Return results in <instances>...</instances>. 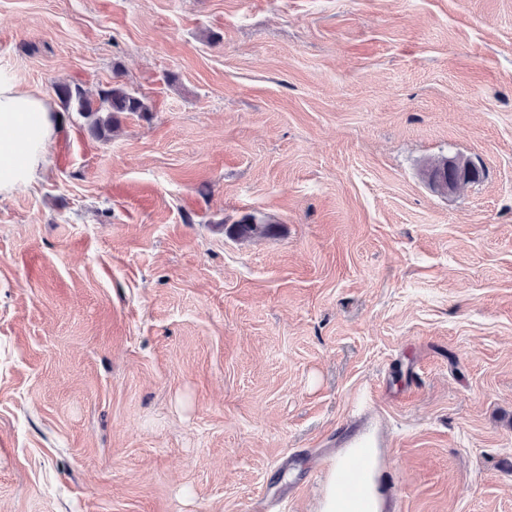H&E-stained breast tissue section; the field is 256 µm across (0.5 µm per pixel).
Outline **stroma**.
Masks as SVG:
<instances>
[{"instance_id":"obj_1","label":"stroma","mask_w":512,"mask_h":512,"mask_svg":"<svg viewBox=\"0 0 512 512\" xmlns=\"http://www.w3.org/2000/svg\"><path fill=\"white\" fill-rule=\"evenodd\" d=\"M0 74L151 107L0 195V512H311L368 422L512 512V0H0ZM448 172V182L444 174ZM474 165L460 156L444 157L433 167H428L424 178L428 186L436 193L452 195L465 183L472 181ZM275 225L257 223L252 216L244 217L239 224L224 228L225 233L236 238H249L257 235H273Z\"/></svg>"}]
</instances>
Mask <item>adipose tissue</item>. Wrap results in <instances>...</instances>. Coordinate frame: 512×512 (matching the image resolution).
<instances>
[{
  "instance_id": "adipose-tissue-1",
  "label": "adipose tissue",
  "mask_w": 512,
  "mask_h": 512,
  "mask_svg": "<svg viewBox=\"0 0 512 512\" xmlns=\"http://www.w3.org/2000/svg\"><path fill=\"white\" fill-rule=\"evenodd\" d=\"M60 125L45 93L0 77V195L41 181ZM374 432L354 435L330 459L313 512H391Z\"/></svg>"
}]
</instances>
